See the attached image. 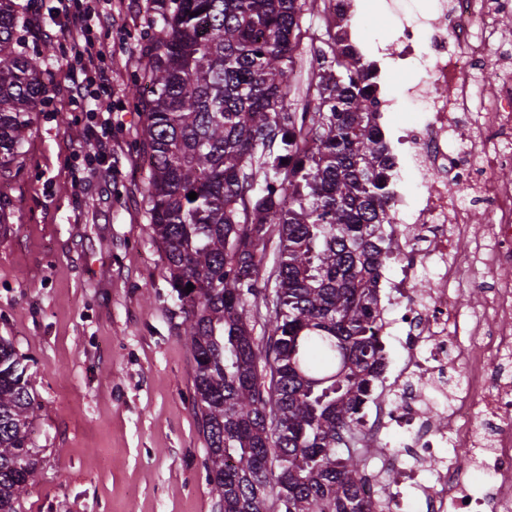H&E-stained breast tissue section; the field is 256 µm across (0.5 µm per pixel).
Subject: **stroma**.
<instances>
[{
  "label": "stroma",
  "instance_id": "stroma-1",
  "mask_svg": "<svg viewBox=\"0 0 512 512\" xmlns=\"http://www.w3.org/2000/svg\"><path fill=\"white\" fill-rule=\"evenodd\" d=\"M28 52L49 50L47 96L32 114L19 175L0 182L9 202L0 235V336L30 358L42 404L31 442L41 464L22 512H219L195 415L194 363L183 317L149 234L148 157L140 99L155 26L153 0H112L115 24L97 27L112 48L111 165L90 166V115L66 110L78 35L55 0H18ZM427 0H368L363 33L384 39L392 13ZM69 125L61 127L59 114ZM463 312L487 294L469 252L454 251Z\"/></svg>",
  "mask_w": 512,
  "mask_h": 512
}]
</instances>
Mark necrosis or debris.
Wrapping results in <instances>:
<instances>
[{
    "instance_id": "necrosis-or-debris-1",
    "label": "necrosis or debris",
    "mask_w": 512,
    "mask_h": 512,
    "mask_svg": "<svg viewBox=\"0 0 512 512\" xmlns=\"http://www.w3.org/2000/svg\"><path fill=\"white\" fill-rule=\"evenodd\" d=\"M433 2L431 15L399 16L391 38L371 48L358 0H329L341 47L371 70L363 86L375 112L397 107L386 91L391 72L421 75L403 87L420 118L378 128L393 158L388 235L399 250L386 280L389 315L375 331L397 356L386 392L365 399L360 428L369 444L393 438L404 453L381 460L392 474L385 512H405L412 495L423 512H512V280L496 279L482 312L465 321L449 260L467 238L476 262L512 261V182L499 177L512 169V40L498 25L512 0ZM492 45L498 74L486 93L477 73ZM462 127L467 137L450 146ZM461 360L467 372L452 375ZM447 446L468 449L470 467Z\"/></svg>"
}]
</instances>
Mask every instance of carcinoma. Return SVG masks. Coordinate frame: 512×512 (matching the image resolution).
Masks as SVG:
<instances>
[{
    "instance_id": "1",
    "label": "carcinoma",
    "mask_w": 512,
    "mask_h": 512,
    "mask_svg": "<svg viewBox=\"0 0 512 512\" xmlns=\"http://www.w3.org/2000/svg\"><path fill=\"white\" fill-rule=\"evenodd\" d=\"M156 2L150 230L183 314L219 509L383 512L365 493L357 428L382 371L379 271L395 256L371 102L331 35L310 48L307 85L291 82L307 0ZM24 45L19 3L0 0L1 180L19 171L44 91L47 54ZM274 234L279 258L262 280ZM28 361L0 337V512H21L40 465Z\"/></svg>"
}]
</instances>
